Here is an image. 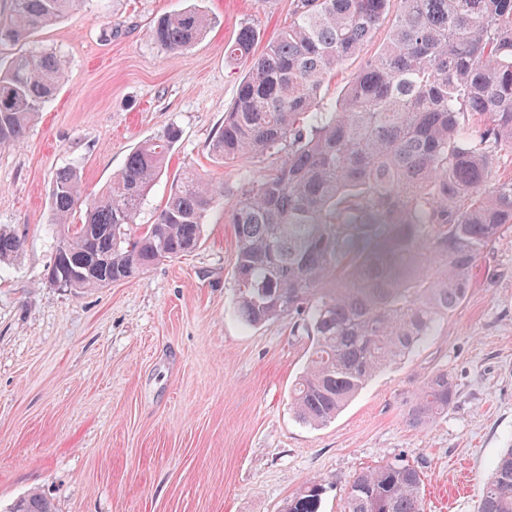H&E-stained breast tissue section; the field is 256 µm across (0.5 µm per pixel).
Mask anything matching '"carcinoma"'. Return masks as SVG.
Returning a JSON list of instances; mask_svg holds the SVG:
<instances>
[{
	"mask_svg": "<svg viewBox=\"0 0 512 512\" xmlns=\"http://www.w3.org/2000/svg\"><path fill=\"white\" fill-rule=\"evenodd\" d=\"M81 0H10L0 44L21 43L76 10ZM291 19L251 54L240 30L230 56L248 61L231 109L211 141L221 163L271 160L232 192L238 313L257 326L279 317L314 341L290 393L295 417L327 424L380 370L398 363L464 302L490 242L512 224V181L490 184L512 149V0H294ZM212 19L191 8L162 17L154 40L177 54L199 43ZM386 26L379 52L341 98L324 87ZM65 75L37 49L0 65V148L26 135ZM180 139L175 126L140 142L93 195L75 169L58 172L51 219L53 265L82 272L74 293L129 281L200 244L224 187L194 170L172 180L155 222L132 233ZM84 222L70 223L73 212ZM22 239L0 228V264ZM448 373L425 379L405 412L411 427L448 413ZM422 472L388 460L353 477L345 512H422ZM313 480L286 512H317ZM10 512H55L31 493ZM477 512H512V448L498 458Z\"/></svg>",
	"mask_w": 512,
	"mask_h": 512,
	"instance_id": "cac0c4a2",
	"label": "carcinoma"
}]
</instances>
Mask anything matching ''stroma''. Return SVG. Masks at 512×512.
I'll list each match as a JSON object with an SVG mask.
<instances>
[{
    "mask_svg": "<svg viewBox=\"0 0 512 512\" xmlns=\"http://www.w3.org/2000/svg\"><path fill=\"white\" fill-rule=\"evenodd\" d=\"M293 3L83 0L33 34L65 79L25 139L0 148V225L23 240L0 266V512L33 490L56 512H284L313 479L325 487L319 512H343L352 477L394 458L422 470L424 512H476L512 446V228L484 249L448 320L318 428L288 400L311 337L287 317L249 326L238 316L225 207L209 212L196 251L133 280L76 295L45 277L59 170L98 192L137 142L178 127L143 224L173 172L195 168L228 192L264 173L255 159L210 154L247 71L224 48L248 26L262 53ZM191 7L213 19L202 41L174 54L153 40L158 19ZM438 371L456 385L454 404L408 426L407 403Z\"/></svg>",
    "mask_w": 512,
    "mask_h": 512,
    "instance_id": "stroma-1",
    "label": "stroma"
}]
</instances>
